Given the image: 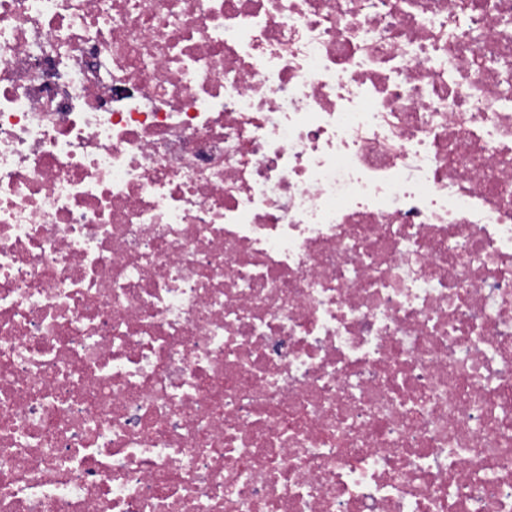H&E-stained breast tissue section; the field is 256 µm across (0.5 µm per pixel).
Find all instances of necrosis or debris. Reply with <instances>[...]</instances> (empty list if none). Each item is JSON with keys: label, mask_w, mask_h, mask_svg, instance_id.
Wrapping results in <instances>:
<instances>
[{"label": "necrosis or debris", "mask_w": 512, "mask_h": 512, "mask_svg": "<svg viewBox=\"0 0 512 512\" xmlns=\"http://www.w3.org/2000/svg\"><path fill=\"white\" fill-rule=\"evenodd\" d=\"M0 512H512V0H0Z\"/></svg>", "instance_id": "obj_1"}]
</instances>
